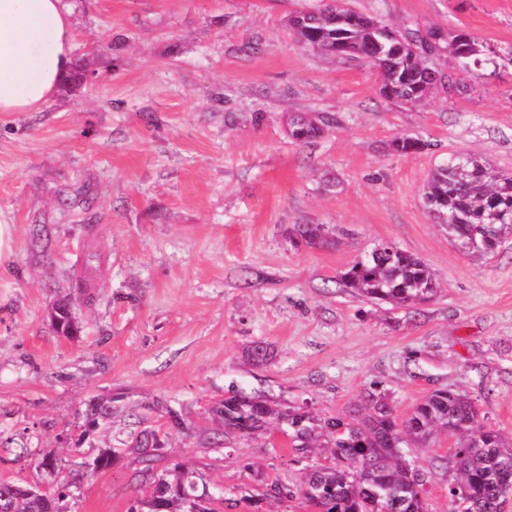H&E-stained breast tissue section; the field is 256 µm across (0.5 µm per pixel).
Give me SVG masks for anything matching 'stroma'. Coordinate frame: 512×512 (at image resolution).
Wrapping results in <instances>:
<instances>
[{
	"instance_id": "35a3bbf8",
	"label": "stroma",
	"mask_w": 512,
	"mask_h": 512,
	"mask_svg": "<svg viewBox=\"0 0 512 512\" xmlns=\"http://www.w3.org/2000/svg\"><path fill=\"white\" fill-rule=\"evenodd\" d=\"M75 56L96 78L36 112L0 113V436L36 450L74 432L85 402L153 399L196 429L173 454L241 502L298 484L308 464L256 435L201 447L228 385L333 416L366 389L408 413L437 389L469 393L512 433V233L494 255L460 252L434 223L425 184L449 157L512 172V0H345L412 29H463L489 50L454 93L416 105L380 93L369 64L302 47L292 13L319 0H70ZM117 40L111 70L98 46ZM295 113L333 126L301 145ZM400 135L428 141L394 154ZM296 224L336 229L333 247L292 245ZM424 260L440 290L413 307L373 304L336 283L376 244ZM96 256L100 287L74 303L78 336L52 304ZM269 350L252 364L254 344ZM452 440L410 449L427 512H448ZM69 512H129L131 471L83 478ZM72 298L66 297L55 304L50 313V323L59 336H76L80 331L72 312Z\"/></svg>"
}]
</instances>
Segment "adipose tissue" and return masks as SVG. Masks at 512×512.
Returning a JSON list of instances; mask_svg holds the SVG:
<instances>
[{"label":"adipose tissue","instance_id":"1","mask_svg":"<svg viewBox=\"0 0 512 512\" xmlns=\"http://www.w3.org/2000/svg\"><path fill=\"white\" fill-rule=\"evenodd\" d=\"M66 0H0V113L35 112L74 61Z\"/></svg>","mask_w":512,"mask_h":512}]
</instances>
